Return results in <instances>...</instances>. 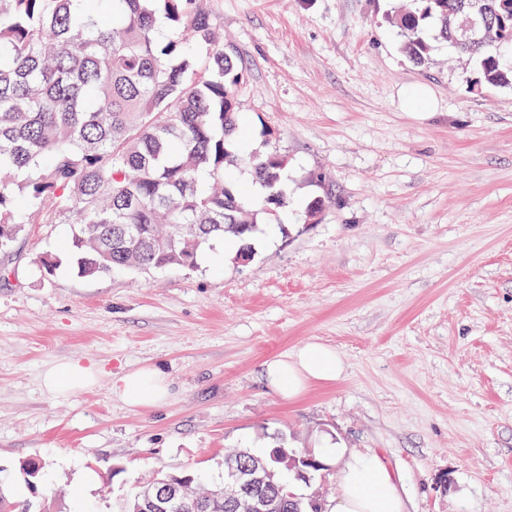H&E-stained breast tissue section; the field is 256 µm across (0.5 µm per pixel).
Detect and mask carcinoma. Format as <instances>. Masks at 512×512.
I'll list each match as a JSON object with an SVG mask.
<instances>
[{
	"label": "carcinoma",
	"mask_w": 512,
	"mask_h": 512,
	"mask_svg": "<svg viewBox=\"0 0 512 512\" xmlns=\"http://www.w3.org/2000/svg\"><path fill=\"white\" fill-rule=\"evenodd\" d=\"M485 10L503 46L464 42L458 27L473 6ZM170 37L159 38L156 20ZM405 52L424 63L446 42L478 66L480 87L512 88V0H409L393 20ZM214 0H0V253L22 232L18 216L48 218L50 202L73 218L77 272L95 277L120 268L193 269L208 241L229 236L251 251L258 215L287 203L284 156L234 145L241 63L224 50ZM245 165L268 194L259 207L224 184ZM137 229L139 244L124 239ZM293 449L280 442L262 456L231 460L261 478ZM180 486V512H251L249 501L224 508V487ZM288 469L260 483L266 512H326ZM151 482L118 503L142 512ZM0 512H45L17 501L0 483Z\"/></svg>",
	"instance_id": "obj_1"
}]
</instances>
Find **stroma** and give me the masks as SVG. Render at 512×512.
<instances>
[{
    "label": "stroma",
    "instance_id": "obj_1",
    "mask_svg": "<svg viewBox=\"0 0 512 512\" xmlns=\"http://www.w3.org/2000/svg\"><path fill=\"white\" fill-rule=\"evenodd\" d=\"M216 6L244 64L236 141L275 139L289 205L248 260L97 277L65 258L69 213L24 224L0 254V478L50 512H112L161 474L222 484L229 452L284 438L378 454L406 512H512V89L472 91L444 43L414 64L398 0ZM309 340L346 371L284 401L262 365ZM72 360L95 381L48 392ZM146 366L171 395L128 408L112 382Z\"/></svg>",
    "mask_w": 512,
    "mask_h": 512
}]
</instances>
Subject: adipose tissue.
Returning a JSON list of instances; mask_svg holds the SVG:
<instances>
[{"instance_id":"obj_1","label":"adipose tissue","mask_w":512,"mask_h":512,"mask_svg":"<svg viewBox=\"0 0 512 512\" xmlns=\"http://www.w3.org/2000/svg\"><path fill=\"white\" fill-rule=\"evenodd\" d=\"M346 366L333 347L309 341L292 354L265 362L267 386L282 400L299 398L314 384L339 380ZM113 393L132 409L154 408L169 395L162 371L145 367L129 371L112 384ZM319 454L325 463H338L342 495L330 512H405L395 481L378 455L325 446Z\"/></svg>"}]
</instances>
